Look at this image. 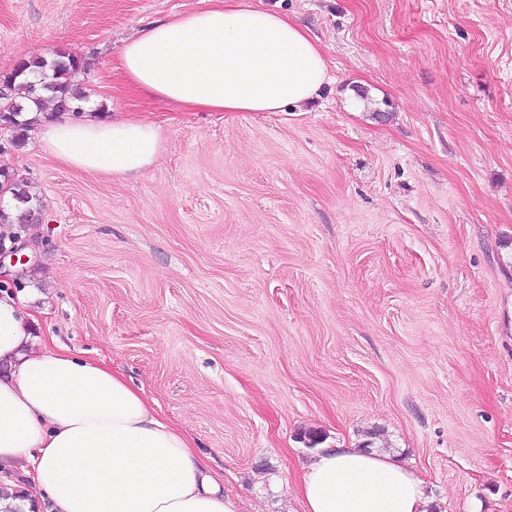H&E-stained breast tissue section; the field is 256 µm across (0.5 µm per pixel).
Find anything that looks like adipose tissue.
<instances>
[{"label":"adipose tissue","instance_id":"1","mask_svg":"<svg viewBox=\"0 0 512 512\" xmlns=\"http://www.w3.org/2000/svg\"><path fill=\"white\" fill-rule=\"evenodd\" d=\"M148 26L118 68L139 93L215 112H281L316 98L331 76L320 46L287 15L249 0ZM48 152L101 175L145 170L158 128L113 120L95 105L81 117L40 118ZM21 298L0 296V469L27 463L30 497L53 512H239L193 441L143 391L104 361L34 345ZM424 481L389 453L324 448L297 476L302 512H428Z\"/></svg>","mask_w":512,"mask_h":512}]
</instances>
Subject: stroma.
Masks as SVG:
<instances>
[{
	"instance_id": "obj_1",
	"label": "stroma",
	"mask_w": 512,
	"mask_h": 512,
	"mask_svg": "<svg viewBox=\"0 0 512 512\" xmlns=\"http://www.w3.org/2000/svg\"><path fill=\"white\" fill-rule=\"evenodd\" d=\"M333 77L285 112L178 110L117 70L202 0H0V76L81 59L88 98L160 132L99 176L0 129L37 262L8 289L194 441L239 512H301L326 448L395 453L435 512H512V0H250ZM12 184L19 185L23 188V195L21 196V200H16L14 204V209L17 211V214L14 217H9L0 213V221H6L9 218H12L10 221L16 222L17 224H35L36 220L40 216L41 206L39 203V199L31 190V186L28 184L19 183L18 181H14L12 179Z\"/></svg>"
}]
</instances>
